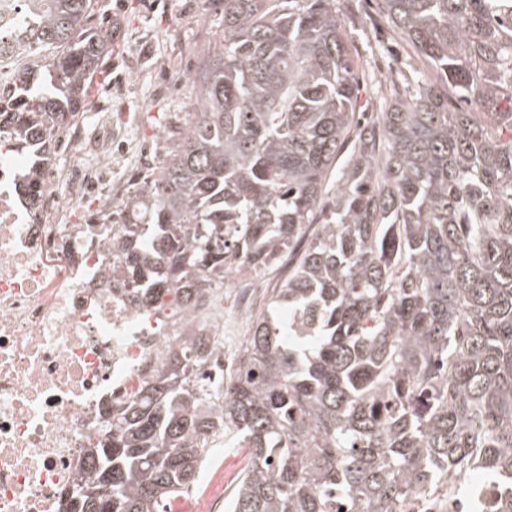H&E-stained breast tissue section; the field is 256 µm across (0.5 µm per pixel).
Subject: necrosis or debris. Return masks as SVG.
<instances>
[{"instance_id": "obj_1", "label": "necrosis or debris", "mask_w": 512, "mask_h": 512, "mask_svg": "<svg viewBox=\"0 0 512 512\" xmlns=\"http://www.w3.org/2000/svg\"><path fill=\"white\" fill-rule=\"evenodd\" d=\"M24 0H0V512H58L85 448L113 410L159 368L189 332L217 342L223 319L196 313L177 324L145 323L125 281L112 273L120 225L103 213L78 220L83 187L120 139L103 115L88 136L69 129L67 165L32 164L17 149L11 95L31 64L13 44ZM36 182L35 200L18 191Z\"/></svg>"}]
</instances>
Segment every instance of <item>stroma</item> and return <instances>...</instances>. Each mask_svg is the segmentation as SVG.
I'll return each instance as SVG.
<instances>
[{"label": "stroma", "instance_id": "stroma-1", "mask_svg": "<svg viewBox=\"0 0 512 512\" xmlns=\"http://www.w3.org/2000/svg\"><path fill=\"white\" fill-rule=\"evenodd\" d=\"M364 86L389 71L410 72L411 49L376 24L374 0H339ZM224 8L219 0H95L94 21L112 40V53L93 79L91 100L112 114L127 153L104 171L120 204L140 194L168 153L166 127L184 115L183 86L214 40Z\"/></svg>", "mask_w": 512, "mask_h": 512}]
</instances>
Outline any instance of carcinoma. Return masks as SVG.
Here are the masks:
<instances>
[{
	"label": "carcinoma",
	"instance_id": "1",
	"mask_svg": "<svg viewBox=\"0 0 512 512\" xmlns=\"http://www.w3.org/2000/svg\"><path fill=\"white\" fill-rule=\"evenodd\" d=\"M433 73L361 99L336 0H224L190 77L197 111L112 241L137 308L188 314L224 273L272 289L218 382L202 336L112 412L85 456L112 496L79 512H166L231 434L247 463L228 512H427L438 488L512 512V0H379ZM95 0H26L13 97L45 163L112 41Z\"/></svg>",
	"mask_w": 512,
	"mask_h": 512
}]
</instances>
